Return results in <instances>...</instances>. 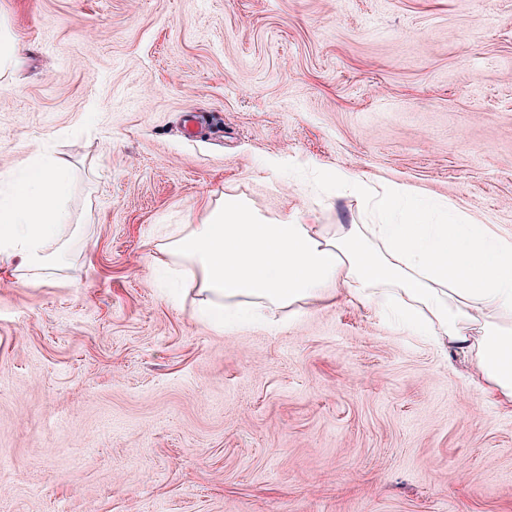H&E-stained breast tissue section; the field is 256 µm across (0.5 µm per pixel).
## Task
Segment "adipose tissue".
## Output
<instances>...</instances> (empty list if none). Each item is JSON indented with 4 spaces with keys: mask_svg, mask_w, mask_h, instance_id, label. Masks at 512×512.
<instances>
[{
    "mask_svg": "<svg viewBox=\"0 0 512 512\" xmlns=\"http://www.w3.org/2000/svg\"><path fill=\"white\" fill-rule=\"evenodd\" d=\"M69 189L66 169L39 149L11 171L0 189V268L38 272L63 261ZM353 189L380 221L334 235L296 216L264 220L233 198L207 205L205 221L168 245L201 274L209 299L198 319L221 329L342 295L469 356L475 389L512 407V238L403 185Z\"/></svg>",
    "mask_w": 512,
    "mask_h": 512,
    "instance_id": "obj_1",
    "label": "adipose tissue"
}]
</instances>
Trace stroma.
Wrapping results in <instances>:
<instances>
[{"instance_id":"35a3bbf8","label":"stroma","mask_w":512,"mask_h":512,"mask_svg":"<svg viewBox=\"0 0 512 512\" xmlns=\"http://www.w3.org/2000/svg\"><path fill=\"white\" fill-rule=\"evenodd\" d=\"M0 182L69 173L0 270V512H512V413L344 297L221 331L152 275L234 196L325 232L396 183L512 238V0H0ZM69 189L66 169L38 148L11 171L7 189H0V268L38 272L63 261L61 201ZM54 244L60 245L50 252Z\"/></svg>"}]
</instances>
